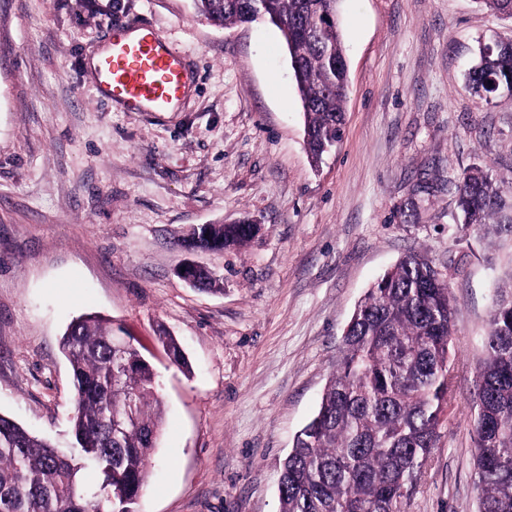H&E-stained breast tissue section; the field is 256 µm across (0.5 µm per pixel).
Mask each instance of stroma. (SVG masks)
Listing matches in <instances>:
<instances>
[{"instance_id":"stroma-1","label":"stroma","mask_w":512,"mask_h":512,"mask_svg":"<svg viewBox=\"0 0 512 512\" xmlns=\"http://www.w3.org/2000/svg\"><path fill=\"white\" fill-rule=\"evenodd\" d=\"M152 22L187 57L174 112L99 98L115 23ZM349 92L312 165L288 49L269 21L218 27L191 0H0V415L57 447L74 410L60 340L95 313L157 375L164 424L137 512H278L282 463L315 414L364 293L411 250L446 275L453 386L402 512H478L467 405L512 240L461 231L453 185L490 166L512 190V93L474 96L478 43L512 39L481 0H340ZM254 219L242 247L190 228ZM213 269L222 291L177 274ZM179 340L188 367L156 334Z\"/></svg>"}]
</instances>
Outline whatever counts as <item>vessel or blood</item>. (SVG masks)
<instances>
[{"instance_id": "vessel-or-blood-1", "label": "vessel or blood", "mask_w": 512, "mask_h": 512, "mask_svg": "<svg viewBox=\"0 0 512 512\" xmlns=\"http://www.w3.org/2000/svg\"><path fill=\"white\" fill-rule=\"evenodd\" d=\"M97 91L128 112H170L187 93L185 56L153 25H113L94 62Z\"/></svg>"}]
</instances>
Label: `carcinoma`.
I'll use <instances>...</instances> for the list:
<instances>
[{
    "mask_svg": "<svg viewBox=\"0 0 512 512\" xmlns=\"http://www.w3.org/2000/svg\"><path fill=\"white\" fill-rule=\"evenodd\" d=\"M339 0H193L215 26L264 18L282 33L305 117V141L319 162L343 136L347 61L337 24ZM485 101L512 83V40L480 45L468 71ZM463 229L512 237V199L490 168L470 167L455 184ZM255 234L250 224H204L183 239L190 249L221 250ZM193 286L219 278L195 264ZM454 308L442 273L419 251L404 255L358 302L343 334L342 356L313 418L296 433L282 466L278 512H400L436 447L453 398ZM158 341L186 367L163 326ZM60 348L76 387L72 446L60 451L0 416V512H134L162 429L151 365L112 321L73 320ZM480 384L469 403L480 512H512V290L502 291L483 341ZM94 471L100 483L82 485Z\"/></svg>",
    "mask_w": 512,
    "mask_h": 512,
    "instance_id": "carcinoma-1",
    "label": "carcinoma"
}]
</instances>
